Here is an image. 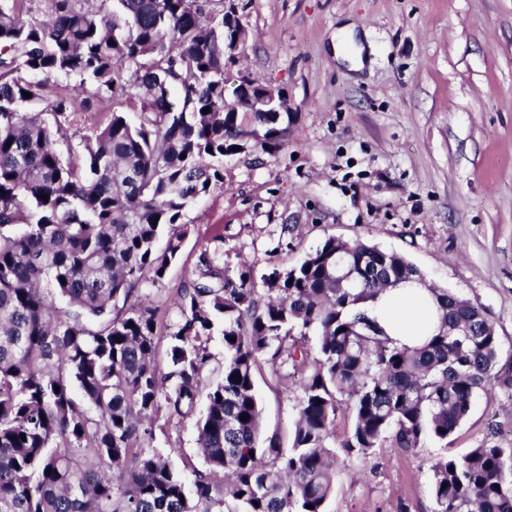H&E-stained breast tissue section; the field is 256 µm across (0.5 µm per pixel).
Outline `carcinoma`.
I'll list each match as a JSON object with an SVG mask.
<instances>
[{
  "mask_svg": "<svg viewBox=\"0 0 512 512\" xmlns=\"http://www.w3.org/2000/svg\"><path fill=\"white\" fill-rule=\"evenodd\" d=\"M224 52V0H0V512H325L340 406L353 421L341 450L368 456L447 439L493 380L512 397V356L468 298L433 289L437 333L394 344L367 304L423 275L361 239L270 268L264 302L249 267L201 260L158 366V307L139 285L163 281L184 210L224 185L243 127L265 152L288 141L289 113L224 98ZM53 72L78 82L51 96L37 76ZM93 100L114 110L85 135L73 126ZM137 102L133 121L118 110ZM261 363L279 383L308 371L287 448L260 436ZM201 395L204 468L188 486L153 442ZM432 470V512H512L511 447L483 442ZM223 324L219 322L212 336V340L210 342V349L214 355V361L211 365V370L209 372V379L211 382H217L221 379L223 373V364H224V341L222 336Z\"/></svg>",
  "mask_w": 512,
  "mask_h": 512,
  "instance_id": "1",
  "label": "carcinoma"
}]
</instances>
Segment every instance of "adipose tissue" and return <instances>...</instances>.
I'll use <instances>...</instances> for the list:
<instances>
[{"label": "adipose tissue", "instance_id": "obj_1", "mask_svg": "<svg viewBox=\"0 0 512 512\" xmlns=\"http://www.w3.org/2000/svg\"><path fill=\"white\" fill-rule=\"evenodd\" d=\"M368 309L386 334L409 347L423 343L438 326L436 301L426 284L411 282L387 289Z\"/></svg>", "mask_w": 512, "mask_h": 512}]
</instances>
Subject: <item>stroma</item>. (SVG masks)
<instances>
[{
  "label": "stroma",
  "mask_w": 512,
  "mask_h": 512,
  "mask_svg": "<svg viewBox=\"0 0 512 512\" xmlns=\"http://www.w3.org/2000/svg\"><path fill=\"white\" fill-rule=\"evenodd\" d=\"M245 50L227 65L288 99L278 151L225 157L224 185L184 212L178 259L142 293L159 305L156 360L167 365L177 296L208 257L262 275L327 237L404 254L435 288L481 304L512 353V0H238ZM355 24L374 49L354 73L331 39ZM292 232H282V225ZM263 435L289 442L300 377L256 373ZM506 392L489 384L448 440L337 455L326 512H432V464L486 438L512 446ZM196 415L169 424L158 450L201 464Z\"/></svg>",
  "instance_id": "stroma-1"
}]
</instances>
